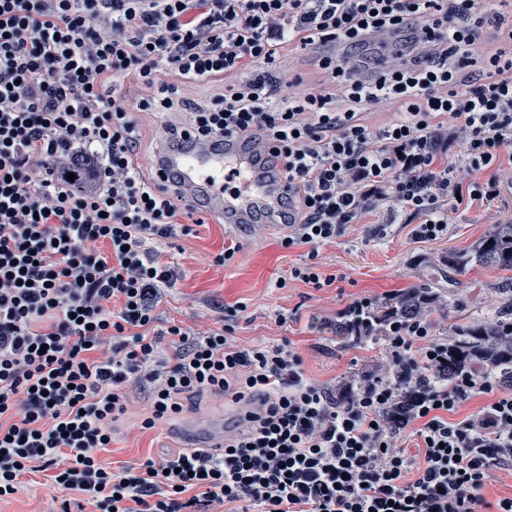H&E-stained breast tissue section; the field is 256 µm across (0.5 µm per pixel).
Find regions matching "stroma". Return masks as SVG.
<instances>
[{
  "label": "stroma",
  "mask_w": 512,
  "mask_h": 512,
  "mask_svg": "<svg viewBox=\"0 0 512 512\" xmlns=\"http://www.w3.org/2000/svg\"><path fill=\"white\" fill-rule=\"evenodd\" d=\"M142 134L139 154L150 159L160 148L167 122L187 123L188 112L168 116L144 109L130 99ZM419 217L400 212L396 223L377 234L375 225L355 224L335 241L319 245L316 261L327 274L342 275L335 287L321 290L290 279L291 269L307 260L308 247L283 248L284 228L272 226L243 236L232 224H195L190 231L176 229L159 242L165 261L177 275L176 286L166 293L158 312L166 323H178L199 332L225 326L244 346L290 345L302 358L306 378L325 387L359 383L366 376L385 372L390 364L385 343L361 340L347 345L336 337V326L350 302L368 297L385 303L419 283L433 282L444 303L431 312V337L443 342L454 337L457 327L492 317L512 298V273L492 265H477L459 272L448 262L451 255L472 250L492 225L512 222V189H503L492 206L473 204L452 215L448 233L434 241L414 238ZM236 244L234 259L224 267L216 257L226 245ZM286 287H278V280ZM285 322H278V315ZM132 406L112 423V444L100 453L110 467H139L164 450L186 447L178 434L182 422L220 412L225 430L237 425L235 402L208 394L184 404L177 417L141 430L145 393L130 389ZM68 492L52 485L50 471L20 478L17 493L0 502V512H59Z\"/></svg>",
  "instance_id": "35a3bbf8"
}]
</instances>
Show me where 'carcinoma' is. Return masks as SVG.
<instances>
[{"label": "carcinoma", "mask_w": 512, "mask_h": 512, "mask_svg": "<svg viewBox=\"0 0 512 512\" xmlns=\"http://www.w3.org/2000/svg\"><path fill=\"white\" fill-rule=\"evenodd\" d=\"M449 261L464 270L470 264L494 265L512 272V224H495L474 251L453 256ZM439 296L429 283H421L398 294L386 306H376L362 315L347 316L336 328V336L344 342L384 332L390 319L398 316L427 315ZM512 319V299L501 306L495 318L458 329L452 339L448 364L434 372L413 363L391 366L386 377L398 381L399 399L394 412L404 416L412 405L416 381H447L461 367L476 363L496 377L512 384V335L503 333L501 323Z\"/></svg>", "instance_id": "carcinoma-1"}]
</instances>
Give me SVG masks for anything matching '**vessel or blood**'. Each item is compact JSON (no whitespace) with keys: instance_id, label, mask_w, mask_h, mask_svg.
<instances>
[{"instance_id":"1","label":"vessel or blood","mask_w":512,"mask_h":512,"mask_svg":"<svg viewBox=\"0 0 512 512\" xmlns=\"http://www.w3.org/2000/svg\"><path fill=\"white\" fill-rule=\"evenodd\" d=\"M154 168L159 177L174 176L178 198L223 223L254 232L287 219L284 202L292 191L282 163L265 142L233 135L220 144L183 150L167 143L156 155ZM184 431L199 447L224 445L221 424L194 422L186 424Z\"/></svg>"}]
</instances>
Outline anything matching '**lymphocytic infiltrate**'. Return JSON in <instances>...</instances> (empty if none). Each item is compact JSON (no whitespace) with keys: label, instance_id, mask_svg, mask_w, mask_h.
<instances>
[{"label":"lymphocytic infiltrate","instance_id":"lymphocytic-infiltrate-1","mask_svg":"<svg viewBox=\"0 0 512 512\" xmlns=\"http://www.w3.org/2000/svg\"><path fill=\"white\" fill-rule=\"evenodd\" d=\"M297 48L317 51L330 89L294 93L281 61ZM180 82L222 88L188 135L258 134L283 155L287 249L381 206L436 240L512 178V0H0V498L51 469L92 512H477L512 463V393L495 376L463 368L420 391L403 420L424 440L411 455L388 378L348 406L286 346L161 325L176 279L153 244L193 213L144 174L125 103L153 88L142 108L171 111ZM430 329L393 319L392 360L439 367L448 345ZM141 383L142 428L203 392L244 403L241 427L220 453L110 469L98 454ZM478 394L491 397L478 417L448 420Z\"/></svg>","mask_w":512,"mask_h":512}]
</instances>
